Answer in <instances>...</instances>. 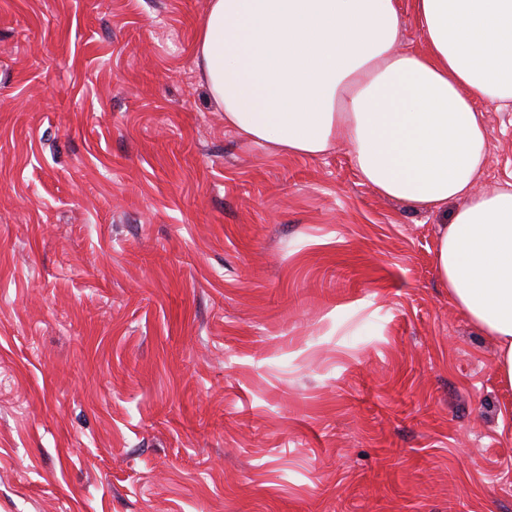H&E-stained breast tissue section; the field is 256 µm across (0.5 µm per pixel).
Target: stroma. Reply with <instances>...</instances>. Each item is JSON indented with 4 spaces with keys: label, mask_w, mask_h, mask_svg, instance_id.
<instances>
[{
    "label": "stroma",
    "mask_w": 512,
    "mask_h": 512,
    "mask_svg": "<svg viewBox=\"0 0 512 512\" xmlns=\"http://www.w3.org/2000/svg\"><path fill=\"white\" fill-rule=\"evenodd\" d=\"M208 2L0 0V512H512L444 216L227 125Z\"/></svg>",
    "instance_id": "35a3bbf8"
}]
</instances>
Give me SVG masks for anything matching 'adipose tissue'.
<instances>
[{
    "mask_svg": "<svg viewBox=\"0 0 512 512\" xmlns=\"http://www.w3.org/2000/svg\"><path fill=\"white\" fill-rule=\"evenodd\" d=\"M425 42L398 50L400 0H209L200 77L249 140L308 157L346 145L380 194L438 211L434 263L499 348L512 388V183L475 192L487 162L478 105L512 107V0H413Z\"/></svg>",
    "mask_w": 512,
    "mask_h": 512,
    "instance_id": "ef3b65f1",
    "label": "adipose tissue"
}]
</instances>
